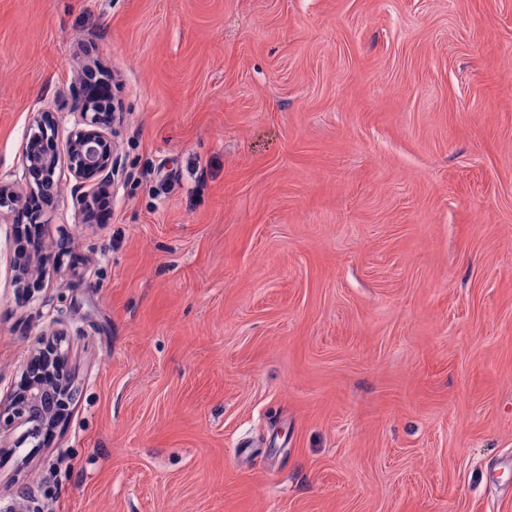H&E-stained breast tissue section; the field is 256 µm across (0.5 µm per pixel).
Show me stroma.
<instances>
[{
    "label": "stroma",
    "mask_w": 512,
    "mask_h": 512,
    "mask_svg": "<svg viewBox=\"0 0 512 512\" xmlns=\"http://www.w3.org/2000/svg\"><path fill=\"white\" fill-rule=\"evenodd\" d=\"M97 61L127 178L19 301L70 416L0 512H512V0H0V174Z\"/></svg>",
    "instance_id": "1"
}]
</instances>
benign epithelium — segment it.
I'll list each match as a JSON object with an SVG mask.
<instances>
[{
	"mask_svg": "<svg viewBox=\"0 0 512 512\" xmlns=\"http://www.w3.org/2000/svg\"><path fill=\"white\" fill-rule=\"evenodd\" d=\"M84 86L80 79L70 88L72 104L68 114L73 117V124L65 148L59 146L60 119L56 112L34 113L20 153L22 178L16 179L11 173L0 175L1 224L16 229L17 219L31 196H56L58 171L63 163L75 181L73 200L76 211L84 219L99 200L112 201L115 186L126 180L112 139L117 115L100 112L85 95ZM50 260L47 246H17L11 250L9 270L15 292H21V287L29 281L39 280ZM69 384L68 360L59 343L46 336L37 338L20 380L0 399V434L21 423L31 425L34 436H50L63 416L59 395Z\"/></svg>",
	"mask_w": 512,
	"mask_h": 512,
	"instance_id": "benign-epithelium-1",
	"label": "benign epithelium"
}]
</instances>
